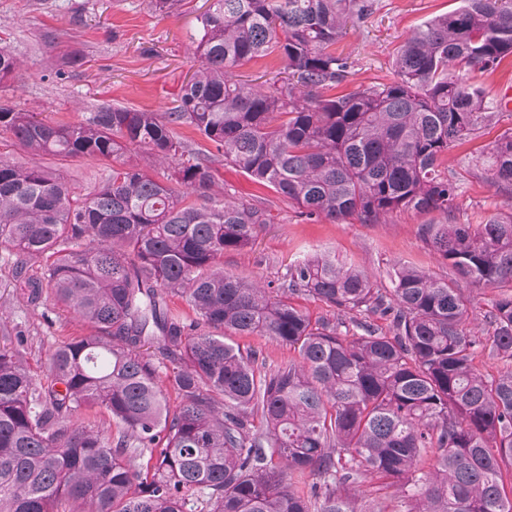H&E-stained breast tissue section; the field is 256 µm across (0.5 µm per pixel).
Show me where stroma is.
I'll return each instance as SVG.
<instances>
[{"mask_svg":"<svg viewBox=\"0 0 512 512\" xmlns=\"http://www.w3.org/2000/svg\"><path fill=\"white\" fill-rule=\"evenodd\" d=\"M458 5L459 0H376L373 15L336 46L352 62L339 93L393 79L394 57L404 39ZM207 7L206 0H179L170 13L161 14L150 0H0V48L23 62L0 82V105L40 112L59 123L83 121L105 105L166 112L192 73L191 36ZM70 54L79 57V65L67 64ZM507 131H512V112L501 111L480 137L449 149L441 170L455 180L457 198L449 215L432 214L434 223L479 224L492 216H512V196L498 188L480 162ZM175 133L191 152L207 159L221 188L220 200L256 208L267 217L251 247L225 254V273L275 288L286 280L290 266L324 253L365 271L381 289L390 288V275L400 264L438 279L452 278L447 262L419 233L423 217L400 212L385 224L307 219L273 190L226 164L223 154L192 127H178ZM42 162L86 193L110 173L107 165L89 157L61 162L46 156ZM0 299L6 302L0 334L11 337L34 376H42L55 341L94 333L63 304L28 306L4 266Z\"/></svg>","mask_w":512,"mask_h":512,"instance_id":"stroma-1","label":"stroma"}]
</instances>
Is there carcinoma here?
<instances>
[{"label": "carcinoma", "instance_id": "carcinoma-1", "mask_svg": "<svg viewBox=\"0 0 512 512\" xmlns=\"http://www.w3.org/2000/svg\"><path fill=\"white\" fill-rule=\"evenodd\" d=\"M375 7L212 0L193 37V73L169 111L112 105L55 124L0 108V132L29 154L111 167L81 194L41 164L0 159V246L15 287L95 329L59 343L39 381L19 349L0 345V512H367L357 493L378 475L398 512H512L503 476L512 467V219L420 225L450 280L401 266L382 293L364 271L311 256L271 291L222 264L251 244L264 214L213 203L210 166L183 160L173 132L193 127L308 219L448 213L457 185L441 166L494 119L474 73L512 57V0H464L407 36L394 79L328 94L351 68L330 47ZM274 52L281 67L267 88L237 78V66ZM19 69L0 48V81ZM138 148L167 166L166 180L134 163ZM487 164L512 190V132ZM47 253L55 259L42 275H27ZM458 279L498 291L483 339ZM296 293L357 314L358 332L312 322L291 303ZM171 294L195 319L173 313ZM228 332L269 336L298 359L266 369L224 343ZM150 341L152 356L141 352ZM479 348L506 370L477 369ZM95 407L111 427L73 420ZM131 448L157 450L150 468L133 466ZM307 473L306 492L298 479Z\"/></svg>", "mask_w": 512, "mask_h": 512}]
</instances>
